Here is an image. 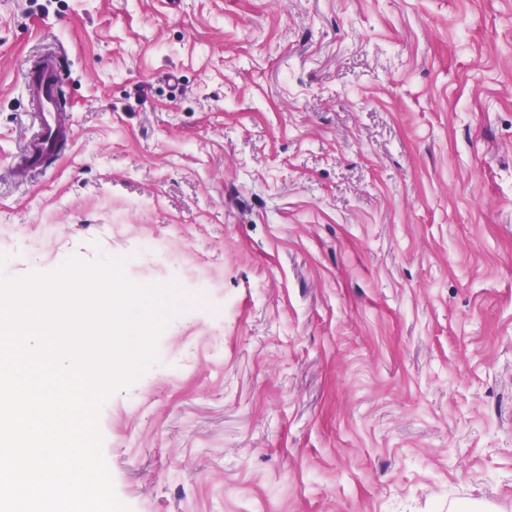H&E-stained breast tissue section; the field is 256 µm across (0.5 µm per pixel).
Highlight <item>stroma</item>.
Here are the masks:
<instances>
[{"label":"stroma","mask_w":512,"mask_h":512,"mask_svg":"<svg viewBox=\"0 0 512 512\" xmlns=\"http://www.w3.org/2000/svg\"><path fill=\"white\" fill-rule=\"evenodd\" d=\"M0 253L188 295L100 410L129 512H512V0H0ZM28 104V131L21 152L12 166L14 177L25 182L29 173L44 168L62 142L73 132L65 97L60 52L41 57L23 75Z\"/></svg>","instance_id":"obj_1"}]
</instances>
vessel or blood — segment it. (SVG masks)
<instances>
[{
  "label": "vessel or blood",
  "mask_w": 512,
  "mask_h": 512,
  "mask_svg": "<svg viewBox=\"0 0 512 512\" xmlns=\"http://www.w3.org/2000/svg\"><path fill=\"white\" fill-rule=\"evenodd\" d=\"M28 104V131L12 172L18 181L44 168L55 156L59 145L69 141L72 128L64 110L65 95L60 53L41 57L24 75Z\"/></svg>",
  "instance_id": "b4317fda"
}]
</instances>
